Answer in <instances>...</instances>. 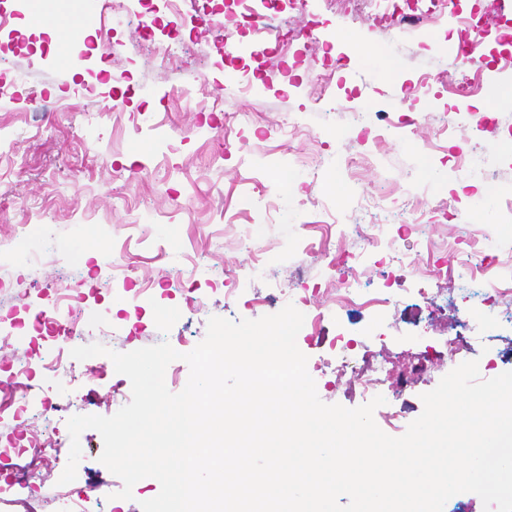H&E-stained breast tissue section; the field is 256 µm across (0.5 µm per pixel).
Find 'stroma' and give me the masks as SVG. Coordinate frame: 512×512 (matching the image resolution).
<instances>
[{
	"instance_id": "stroma-1",
	"label": "stroma",
	"mask_w": 512,
	"mask_h": 512,
	"mask_svg": "<svg viewBox=\"0 0 512 512\" xmlns=\"http://www.w3.org/2000/svg\"><path fill=\"white\" fill-rule=\"evenodd\" d=\"M0 8L13 16L0 29L1 321L47 305L45 287L61 282L107 317L85 327L84 344L125 353L165 341L183 354L204 339L211 317L269 315L273 292L297 308L316 299L339 276L327 255L342 251L363 285L391 284L398 301L383 329L354 306L327 310L315 334L298 336L321 401L365 404L368 361H383L392 395L374 419L398 437L422 413V394L455 365L478 361L485 379L512 371L500 358L512 352V298H499L493 315L486 306L490 282L512 279V151L502 147L512 111L484 92L449 97L462 73L448 60L456 19L398 37L351 25L347 0H304L279 23H320V40L298 42V59L266 58L261 84L246 96L215 37L249 49L241 15H261V0H239L217 16L185 12L179 23L193 43L181 66L151 53L136 17L112 26L110 13L87 0H55L38 28L26 0H0ZM61 26L86 36L60 40ZM112 38L125 44L123 61L103 50ZM425 77L435 85L415 99ZM453 106L462 119L440 138ZM488 111L497 127L473 140L469 115ZM403 112L428 119L401 127ZM461 149L484 156L482 172L454 164ZM288 171L293 187L284 193L277 178ZM372 224L394 239L395 262L364 253ZM476 250L490 265L474 275L459 257ZM128 264L152 289L138 311L123 307ZM181 281L200 288L203 309L184 301ZM80 366L78 383L45 380L53 412L29 410L17 429L0 424V446L48 435L57 442L37 488L0 459V512L29 496L38 512H59L63 491L80 512H142V501L158 495L159 482L147 477L132 499L119 498L123 482L100 462L103 439L93 429L80 435L75 479L59 485L69 418L108 417L132 397L110 358Z\"/></svg>"
}]
</instances>
